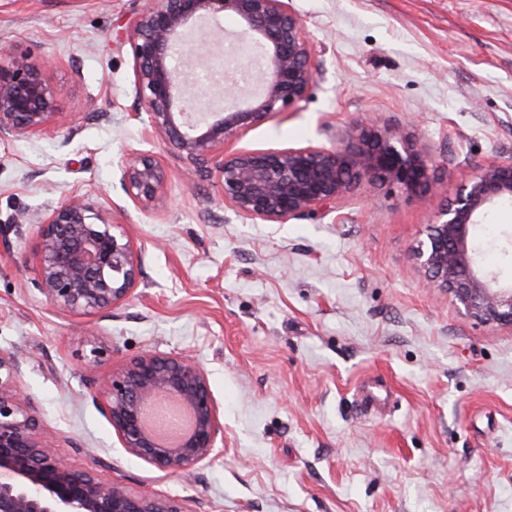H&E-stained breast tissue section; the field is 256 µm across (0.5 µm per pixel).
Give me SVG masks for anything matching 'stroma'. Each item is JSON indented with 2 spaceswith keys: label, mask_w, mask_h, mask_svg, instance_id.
<instances>
[{
  "label": "stroma",
  "mask_w": 512,
  "mask_h": 512,
  "mask_svg": "<svg viewBox=\"0 0 512 512\" xmlns=\"http://www.w3.org/2000/svg\"><path fill=\"white\" fill-rule=\"evenodd\" d=\"M289 3L316 82L233 150L331 148L373 122L431 154V191L363 183L283 224L238 213L134 117L123 30L145 0H0V63L52 58L63 110L46 134L0 140V350L73 466L188 512H512V329L467 316L414 252L469 180L512 162V0ZM140 150L168 172L155 210L122 187ZM82 195L141 264L134 297L92 315L40 294L38 227L17 221ZM474 238L482 268L512 280V204ZM95 345L111 351L102 377L147 350L200 363L216 459L167 476L130 456L85 378Z\"/></svg>",
  "instance_id": "1"
}]
</instances>
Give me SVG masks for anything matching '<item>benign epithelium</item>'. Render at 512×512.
I'll return each mask as SVG.
<instances>
[{"instance_id": "7a95c632", "label": "benign epithelium", "mask_w": 512, "mask_h": 512, "mask_svg": "<svg viewBox=\"0 0 512 512\" xmlns=\"http://www.w3.org/2000/svg\"><path fill=\"white\" fill-rule=\"evenodd\" d=\"M240 21L235 42L256 64L248 95L235 83L223 88V105L186 96L196 39ZM132 51L134 117L164 139L202 176L216 169L224 203L236 211L282 224L315 215L362 177L382 178L413 193L432 189L433 159L395 129L358 125L326 149L290 148L224 154L232 137L285 112L306 98L317 66L300 18L285 0H148L125 28ZM25 56L0 65V139L38 135L61 117L46 71ZM168 174L146 151L123 161L122 185L147 208L164 199ZM512 203V163L492 164L464 186L415 248L434 287L451 294L466 315L512 327V281L482 269L474 227L499 204ZM40 226L41 259L34 285L45 300L68 312L92 314L128 301L139 272V252L122 225L80 196L61 198L44 212L19 215L17 224ZM17 358L0 351V512H184L169 498L129 491L104 481L95 465L75 467L44 441L34 401L20 386ZM105 400L112 430L131 456L175 475L216 458L223 433L204 369L179 354L148 352L123 363L105 379H92ZM159 393L174 396L192 413L193 426L178 443L157 441L143 425V410Z\"/></svg>"}]
</instances>
